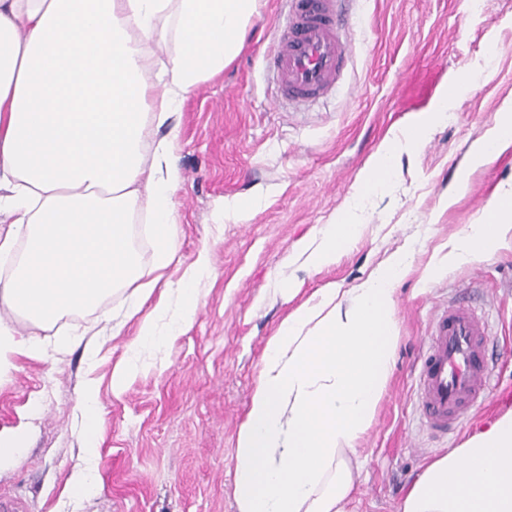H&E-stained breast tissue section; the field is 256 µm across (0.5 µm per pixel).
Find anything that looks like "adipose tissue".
<instances>
[{"label": "adipose tissue", "instance_id": "ef3b65f1", "mask_svg": "<svg viewBox=\"0 0 512 512\" xmlns=\"http://www.w3.org/2000/svg\"><path fill=\"white\" fill-rule=\"evenodd\" d=\"M260 0H0V380L15 356L34 351L17 314L45 323L85 311L141 276L129 238L137 210L151 222L153 270L177 256L173 195L180 136L171 121L187 94L240 51ZM442 95L428 119L387 135L352 195L363 205L402 150L448 118ZM164 129L148 140L147 127ZM512 145V103L473 151L482 166ZM498 216L448 242L440 268L491 255L512 241V187ZM28 232L18 252L16 233ZM353 212L304 248L315 270L335 265L358 239ZM414 251L393 252L366 278L319 289L268 343L237 439L239 512H346L361 462L356 448L386 388L397 333L393 283ZM211 273L200 253L188 275L142 315L139 340L113 375L122 389L144 352L190 324L198 283ZM399 512H512V411L431 461Z\"/></svg>", "mask_w": 512, "mask_h": 512}]
</instances>
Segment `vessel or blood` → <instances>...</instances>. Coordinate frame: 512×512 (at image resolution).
Wrapping results in <instances>:
<instances>
[{
    "instance_id": "1",
    "label": "vessel or blood",
    "mask_w": 512,
    "mask_h": 512,
    "mask_svg": "<svg viewBox=\"0 0 512 512\" xmlns=\"http://www.w3.org/2000/svg\"><path fill=\"white\" fill-rule=\"evenodd\" d=\"M340 4L341 0H290L267 55L279 100L304 103L338 87L354 54L342 27ZM489 342L485 320L468 306L452 305L436 316L418 374L420 402L434 432L454 430L484 401Z\"/></svg>"
}]
</instances>
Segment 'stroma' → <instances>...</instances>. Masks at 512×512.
<instances>
[{"label": "stroma", "mask_w": 512, "mask_h": 512, "mask_svg": "<svg viewBox=\"0 0 512 512\" xmlns=\"http://www.w3.org/2000/svg\"><path fill=\"white\" fill-rule=\"evenodd\" d=\"M344 9L355 54L332 96L276 104L263 58L288 6L262 0L241 53L184 101L175 152L178 258L165 276L179 281L203 250L213 271L192 324L160 354L144 353L124 390H114L112 378L138 334L139 318L124 317L135 285L52 324L16 320L38 353L18 357L0 384V439L23 442L19 458L0 465V498L20 501L24 512H238L237 434L269 340L319 288L352 287L408 245L415 270L394 285L397 347L376 416L357 443L363 467L349 512H399L429 462L512 410L504 398L512 390V247L419 282L435 250L492 218L498 185L512 183V147L470 166L473 147L512 101V0H484L479 12L469 0H345ZM454 75L468 83L451 119L396 158L359 210L362 233L340 261L308 268L300 246L347 209L388 130L430 112ZM460 172L468 175L462 186ZM233 201L245 210L224 220ZM460 301L490 330L491 387L456 434L437 439L423 421L416 365L435 312ZM80 334L97 343L95 361L71 346ZM90 379L99 402L91 461L80 410ZM35 401L41 414L31 412ZM88 466L96 488L70 495L71 473Z\"/></svg>", "instance_id": "obj_1"}]
</instances>
